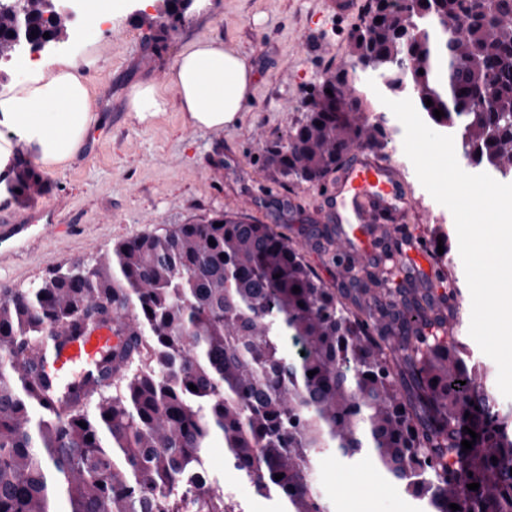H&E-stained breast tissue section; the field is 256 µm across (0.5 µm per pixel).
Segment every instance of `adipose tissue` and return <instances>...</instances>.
Wrapping results in <instances>:
<instances>
[{
	"label": "adipose tissue",
	"mask_w": 512,
	"mask_h": 512,
	"mask_svg": "<svg viewBox=\"0 0 512 512\" xmlns=\"http://www.w3.org/2000/svg\"><path fill=\"white\" fill-rule=\"evenodd\" d=\"M28 76L0 96V126L13 135L0 141V170L14 144L27 148L46 168L74 159L94 119L95 99L86 78L68 59L52 67L27 60ZM254 69L249 60L209 37L192 42L170 71L169 83L190 125L223 129L236 122L251 99Z\"/></svg>",
	"instance_id": "ef3b65f1"
}]
</instances>
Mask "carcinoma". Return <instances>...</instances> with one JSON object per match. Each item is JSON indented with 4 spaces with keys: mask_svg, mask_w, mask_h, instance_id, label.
Returning <instances> with one entry per match:
<instances>
[{
    "mask_svg": "<svg viewBox=\"0 0 512 512\" xmlns=\"http://www.w3.org/2000/svg\"><path fill=\"white\" fill-rule=\"evenodd\" d=\"M187 10L166 0L155 48ZM47 11V0H26L19 33L0 13V59L67 35L70 23L47 26ZM348 54L385 73L382 94L455 129L464 158L512 175V0H373ZM375 101L340 66L302 100L304 119L266 144L273 179L320 186L348 150L387 146L393 131L373 119ZM12 170L19 198L45 192L23 155ZM327 241L356 294L327 284L285 234L230 212L1 288L0 512H51L60 487L69 512H239L220 487L201 488L215 437L231 469L287 512H328L312 474L329 450L369 458L425 512H512V412L489 390L487 366L422 294L404 296L395 339L368 299L397 303L396 275L356 270L341 241ZM108 322L122 340L92 376L112 383L75 385L59 405L32 352Z\"/></svg>",
    "mask_w": 512,
    "mask_h": 512,
    "instance_id": "cac0c4a2",
    "label": "carcinoma"
}]
</instances>
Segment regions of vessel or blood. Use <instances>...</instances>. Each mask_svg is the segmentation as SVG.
<instances>
[{
    "label": "vessel or blood",
    "instance_id": "obj_1",
    "mask_svg": "<svg viewBox=\"0 0 512 512\" xmlns=\"http://www.w3.org/2000/svg\"><path fill=\"white\" fill-rule=\"evenodd\" d=\"M322 192L339 238L364 264L372 257L373 239L389 234L392 225L405 223L415 207L408 185L395 166L364 148L349 153ZM433 260V250L410 242L405 249L386 255L382 265L406 277L425 272ZM117 342L111 328L102 327L70 340L63 348L43 347L39 355L49 379L59 382L83 376L99 362L105 349Z\"/></svg>",
    "mask_w": 512,
    "mask_h": 512
}]
</instances>
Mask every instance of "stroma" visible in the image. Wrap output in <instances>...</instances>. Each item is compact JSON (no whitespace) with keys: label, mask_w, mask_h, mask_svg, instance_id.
Segmentation results:
<instances>
[{"label":"stroma","mask_w":512,"mask_h":512,"mask_svg":"<svg viewBox=\"0 0 512 512\" xmlns=\"http://www.w3.org/2000/svg\"><path fill=\"white\" fill-rule=\"evenodd\" d=\"M72 9L73 36L32 52L51 63L72 59L82 68L97 100L96 117L65 167L42 170L46 192L29 201L0 200V222L26 220L45 209L62 224L53 235L0 240V288H25L51 268L106 251L124 239L169 224H187L222 211L253 217L306 242V258L328 283L336 263L318 232L326 218L318 188L284 186L263 165V144L287 132L303 116L300 102L329 72L348 62L347 36L369 15L356 13L324 33L325 0H194L183 22L154 50V29L144 23L142 0H112V19L99 21L100 0H55ZM219 35L246 55L254 68L252 98L236 123L214 131L189 125L179 112L168 75L183 48ZM153 83L167 106L150 121L129 112L131 86ZM288 199V212L276 203ZM205 466L242 512H282L226 463L224 443L214 440ZM377 483L367 497L352 490ZM314 484L330 512H419L420 505L378 472L369 459L343 462L321 455Z\"/></svg>","instance_id":"1"}]
</instances>
